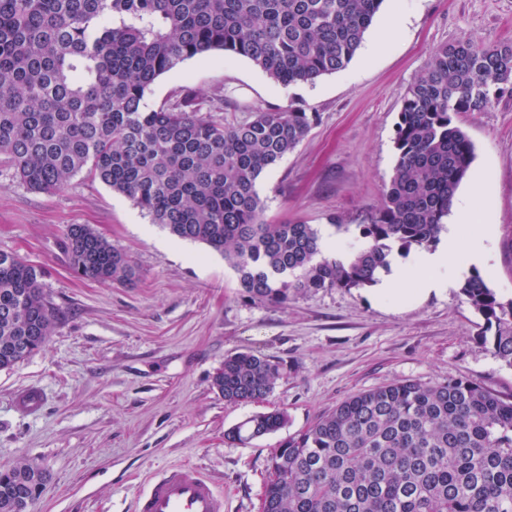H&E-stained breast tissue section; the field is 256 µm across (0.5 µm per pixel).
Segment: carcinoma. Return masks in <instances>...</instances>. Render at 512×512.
Returning <instances> with one entry per match:
<instances>
[{
	"mask_svg": "<svg viewBox=\"0 0 512 512\" xmlns=\"http://www.w3.org/2000/svg\"><path fill=\"white\" fill-rule=\"evenodd\" d=\"M383 0H0V163L41 193L80 172L130 198L173 236L224 256L251 298L364 289L393 253L437 243L474 160L454 122L512 94V43L461 39L436 48L404 96L395 164L364 244L324 255L310 224H267L257 180L318 123L300 105L224 125L194 91L150 109L160 76L213 51L250 60L282 87L345 71ZM72 271L132 285L122 250L86 224L61 241ZM42 272L0 252V369L43 349L57 309ZM461 294L483 318L482 343L512 367V299L479 271ZM281 364L224 357L212 385L231 403L265 399ZM288 422L275 409L227 432L240 444ZM266 512H512V402L470 380L393 381L356 393L291 436L269 459ZM44 472L0 468V512H27Z\"/></svg>",
	"mask_w": 512,
	"mask_h": 512,
	"instance_id": "1",
	"label": "carcinoma"
}]
</instances>
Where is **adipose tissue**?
Returning <instances> with one entry per match:
<instances>
[{
	"instance_id": "adipose-tissue-1",
	"label": "adipose tissue",
	"mask_w": 512,
	"mask_h": 512,
	"mask_svg": "<svg viewBox=\"0 0 512 512\" xmlns=\"http://www.w3.org/2000/svg\"><path fill=\"white\" fill-rule=\"evenodd\" d=\"M489 187L485 181H471L467 193L456 203L448 237L434 251H422L392 273L382 276L380 295L401 299L409 283H417L422 294L442 293L454 286L460 271L485 258L483 241L490 231L484 224Z\"/></svg>"
}]
</instances>
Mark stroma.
Listing matches in <instances>:
<instances>
[{"label": "stroma", "instance_id": "obj_1", "mask_svg": "<svg viewBox=\"0 0 512 512\" xmlns=\"http://www.w3.org/2000/svg\"><path fill=\"white\" fill-rule=\"evenodd\" d=\"M395 5L405 23L389 36L385 17ZM461 38L512 42V0H385L343 72L284 88L248 59L214 51L162 75L146 102L172 103L189 88L203 115L227 124L292 102L319 113L257 191L266 222L331 229L349 252L392 176L406 89L437 46ZM218 95L220 111L209 107ZM456 121L474 145L471 176L491 184L495 228L479 269L510 299L512 95ZM71 224L90 225L126 252L140 271L136 284L74 274L60 249ZM0 251L42 268L59 311L47 346L0 370V466L27 459L47 473L29 512H131L147 478L181 462L216 483L224 512H262L274 449L352 394L395 380L467 378L512 401V367L479 340L482 320L459 288L410 295L399 306L371 286L262 302L241 291L222 255L170 235L83 173L63 191L37 193L1 164ZM238 352L284 363L266 399L229 403L213 388L225 356ZM30 389L44 396L34 411L18 404ZM274 409L288 413L282 429L245 445L226 439L236 424Z\"/></svg>", "mask_w": 512, "mask_h": 512}]
</instances>
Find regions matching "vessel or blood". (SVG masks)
Masks as SVG:
<instances>
[{
    "label": "vessel or blood",
    "instance_id": "b4317fda",
    "mask_svg": "<svg viewBox=\"0 0 512 512\" xmlns=\"http://www.w3.org/2000/svg\"><path fill=\"white\" fill-rule=\"evenodd\" d=\"M133 512H224V498L196 467L174 465L136 494Z\"/></svg>",
    "mask_w": 512,
    "mask_h": 512
}]
</instances>
